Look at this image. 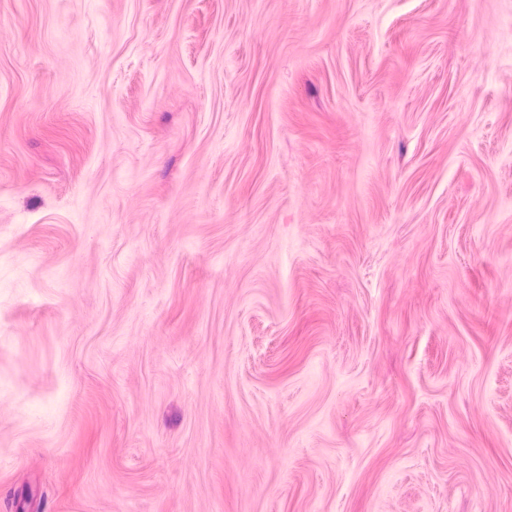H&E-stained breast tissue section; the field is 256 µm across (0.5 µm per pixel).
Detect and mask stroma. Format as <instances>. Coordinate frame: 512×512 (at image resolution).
Listing matches in <instances>:
<instances>
[{
  "instance_id": "1",
  "label": "stroma",
  "mask_w": 512,
  "mask_h": 512,
  "mask_svg": "<svg viewBox=\"0 0 512 512\" xmlns=\"http://www.w3.org/2000/svg\"><path fill=\"white\" fill-rule=\"evenodd\" d=\"M0 512H512V0H0Z\"/></svg>"
}]
</instances>
